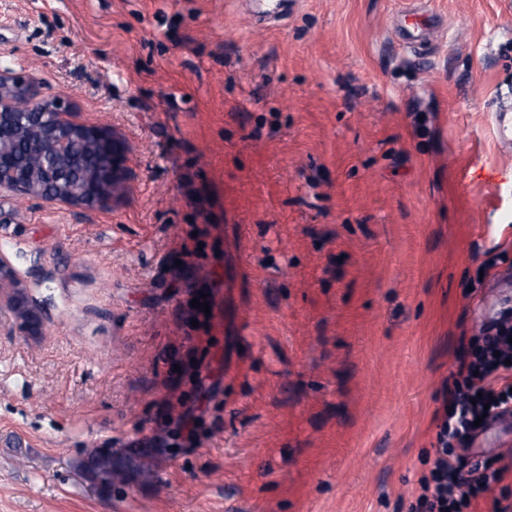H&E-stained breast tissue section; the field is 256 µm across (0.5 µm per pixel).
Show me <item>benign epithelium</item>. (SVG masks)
Listing matches in <instances>:
<instances>
[{
    "label": "benign epithelium",
    "mask_w": 512,
    "mask_h": 512,
    "mask_svg": "<svg viewBox=\"0 0 512 512\" xmlns=\"http://www.w3.org/2000/svg\"><path fill=\"white\" fill-rule=\"evenodd\" d=\"M62 96L42 97L26 69L0 67V193L30 195L50 203L94 205L112 196L124 176L121 143L102 129L78 123ZM40 156L50 185L40 184L35 171L17 168L7 147L23 134ZM88 144L94 173L84 175V162L72 155L70 144Z\"/></svg>",
    "instance_id": "7a95c632"
}]
</instances>
